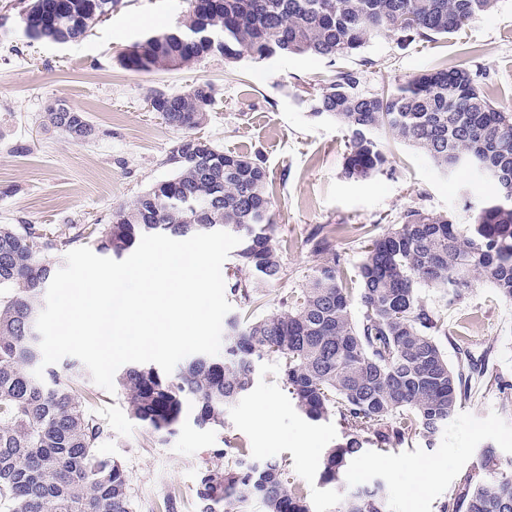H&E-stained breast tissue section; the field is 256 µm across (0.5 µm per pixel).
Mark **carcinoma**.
<instances>
[{
	"mask_svg": "<svg viewBox=\"0 0 512 512\" xmlns=\"http://www.w3.org/2000/svg\"><path fill=\"white\" fill-rule=\"evenodd\" d=\"M499 0H189L179 27L136 42L123 66L136 73L188 68L208 55L229 62L282 55L335 60L356 55L377 37L431 41L460 31ZM118 0H22L19 15L30 39L67 43L83 39ZM207 24L220 39L204 43L187 34ZM485 72L466 64L415 73L394 88L367 91L356 70L338 71L309 99L311 115L347 133L344 173L368 180L389 164L380 130L427 153L442 171L475 163L490 172L496 193L461 227L450 215L420 209L373 237L349 286L336 241L320 231L307 244L323 257L303 288L281 310L248 324L226 321L223 352L194 356L166 374L151 365L125 369L117 383L133 417L160 439L175 434L188 404L199 427H222L231 407L251 387L255 359L268 355L298 410L318 422L331 416L344 442L322 460L321 479L340 489L334 512H390L380 485L343 487V474L366 446L380 450L414 436L433 441L470 395L482 367L459 350L448 364L437 336L444 323L419 294L443 288L460 299L477 282L512 302V110L491 101ZM147 100L169 126L183 131L168 162L166 183L180 202L152 185L132 204L112 211L110 223L89 224L81 236L116 260L145 234L170 238L226 231L240 247L228 278L230 292L251 308L255 285L281 278L282 245L272 233L269 181L257 157L225 152L195 135L208 120L213 88L196 84L180 92L152 88ZM46 121L66 136H97L87 116L64 103ZM76 238L41 224L0 225V512H133L123 466L101 456L103 426L84 408L85 371L66 366V377L46 367L36 321L56 274L55 254ZM359 301L353 312V301ZM202 512H312L300 485L282 465L246 460L202 473L196 491ZM440 512H512V471L486 448L464 492Z\"/></svg>",
	"mask_w": 512,
	"mask_h": 512,
	"instance_id": "cac0c4a2",
	"label": "carcinoma"
}]
</instances>
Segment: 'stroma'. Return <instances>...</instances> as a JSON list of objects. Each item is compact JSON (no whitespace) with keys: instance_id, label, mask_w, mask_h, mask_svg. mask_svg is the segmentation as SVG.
<instances>
[{"instance_id":"stroma-1","label":"stroma","mask_w":512,"mask_h":512,"mask_svg":"<svg viewBox=\"0 0 512 512\" xmlns=\"http://www.w3.org/2000/svg\"><path fill=\"white\" fill-rule=\"evenodd\" d=\"M187 6V0H121L85 39L59 44L26 38L17 23L19 0H0V224H46L74 236L85 225L109 223L113 209L173 173L167 157L181 132L149 110L148 90L180 91L203 82L214 87L215 102L200 136L227 152L259 155L273 182V235L284 244L283 274L259 288L257 316L280 308L320 264L306 243L316 226L345 225L347 238L336 248L352 277L369 235L398 223L404 211L447 213L467 224L473 207L494 194L491 182L442 173L422 151L385 133L378 139L387 170L368 181L346 179L345 132L311 116L307 99L339 70H359L364 86L375 91L463 61L487 68V95L512 108V0H500L495 11L456 34L411 43L382 37L360 55L332 63L297 55L234 63L212 56L169 73L121 66L136 41L177 27ZM58 101L85 112L97 138L76 142L45 125L47 106ZM421 295L445 321L441 343L449 364L457 365L459 348H467L485 379L434 443L416 437L387 451L370 446L349 463L346 486L382 484L391 512H439L464 488L483 449L512 461V412L502 410L491 386L498 379L512 382V303L482 282L454 303L437 288ZM87 390L85 405L106 430L99 453L124 467L134 512H200V477L206 468L231 462L224 452L229 441L248 448L256 463L282 462L313 512H333L337 491L320 472L342 429L335 419L313 422L298 412L271 357L256 361L251 388L223 426L201 428L187 417L163 442L132 416L120 393L92 382ZM261 400L272 418L263 435L251 420Z\"/></svg>"}]
</instances>
